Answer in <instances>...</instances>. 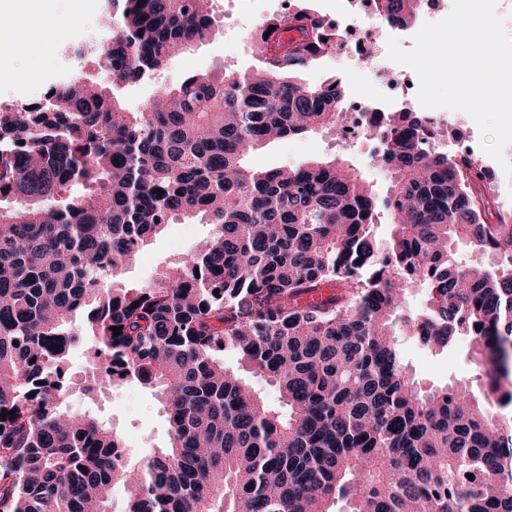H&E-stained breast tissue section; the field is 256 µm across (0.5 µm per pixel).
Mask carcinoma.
Instances as JSON below:
<instances>
[{
	"mask_svg": "<svg viewBox=\"0 0 512 512\" xmlns=\"http://www.w3.org/2000/svg\"><path fill=\"white\" fill-rule=\"evenodd\" d=\"M420 2L384 0L381 19L404 28ZM104 29L112 84H133L215 22L204 0H112ZM253 45L260 70L160 85L139 108L72 80L44 106L0 110V414L14 411L0 419V512H108L117 482L123 512H331L338 499L512 512V419L463 386L419 391L397 345L470 338L512 405V224L487 223L481 166L429 149L436 120L406 111L366 121L390 173L382 198L334 160L250 166L269 142L341 128L344 102L340 79L300 78L337 48L307 7L269 18ZM75 183L87 192L59 199ZM175 217L214 232L152 282L115 286ZM459 241L497 261L458 265ZM415 288L425 304L406 314ZM79 312L97 339L82 386L68 371ZM227 346L285 412L224 367ZM128 380L159 392L169 423L167 446L136 459L68 406L76 387Z\"/></svg>",
	"mask_w": 512,
	"mask_h": 512,
	"instance_id": "cac0c4a2",
	"label": "carcinoma"
}]
</instances>
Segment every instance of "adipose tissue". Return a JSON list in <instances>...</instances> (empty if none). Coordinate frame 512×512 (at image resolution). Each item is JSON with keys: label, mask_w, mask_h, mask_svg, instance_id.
Masks as SVG:
<instances>
[{"label": "adipose tissue", "mask_w": 512, "mask_h": 512, "mask_svg": "<svg viewBox=\"0 0 512 512\" xmlns=\"http://www.w3.org/2000/svg\"><path fill=\"white\" fill-rule=\"evenodd\" d=\"M62 26L50 0H0V46L39 47Z\"/></svg>", "instance_id": "1"}]
</instances>
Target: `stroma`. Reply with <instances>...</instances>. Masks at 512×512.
<instances>
[{
  "mask_svg": "<svg viewBox=\"0 0 512 512\" xmlns=\"http://www.w3.org/2000/svg\"><path fill=\"white\" fill-rule=\"evenodd\" d=\"M297 4L298 0H213L216 34L212 39L173 58L153 79L135 85H119L115 91L129 107L136 108L153 96L160 83L174 85L195 74L221 75L258 69L260 58L248 37L253 20L291 11ZM85 39L84 30L63 31L41 50L23 47L6 57L0 63V108L29 102L66 78L105 81L106 75L97 57H80L73 53L74 45ZM334 76L341 78L347 98L390 95L387 87L379 84L374 68L363 66L361 60L346 54L327 56L304 74L309 82ZM375 150L376 142L370 137L349 143L336 138L331 131L319 130L272 142L256 150L250 162L257 168L275 169L336 157L352 166L381 194L387 188L389 176L377 161ZM211 232V225L197 219L174 220L164 233L143 247L139 261L126 270L123 287H137L152 281L159 272L184 258ZM398 345L405 366L421 390L469 382L477 397L496 403V395L478 378L469 340H461L451 350L440 353L424 349L406 337L400 338ZM69 405L73 411L93 413L111 424L134 456L152 453L168 443L165 411L153 389L118 382L97 398L73 394Z\"/></svg>",
  "mask_w": 512,
  "mask_h": 512,
  "instance_id": "35a3bbf8",
  "label": "stroma"
}]
</instances>
